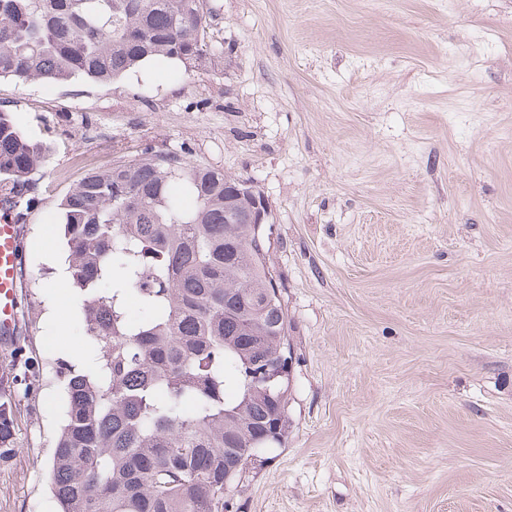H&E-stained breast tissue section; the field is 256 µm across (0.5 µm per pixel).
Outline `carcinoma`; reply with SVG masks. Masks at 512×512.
Segmentation results:
<instances>
[{
	"instance_id": "cac0c4a2",
	"label": "carcinoma",
	"mask_w": 512,
	"mask_h": 512,
	"mask_svg": "<svg viewBox=\"0 0 512 512\" xmlns=\"http://www.w3.org/2000/svg\"><path fill=\"white\" fill-rule=\"evenodd\" d=\"M208 29L190 0H0V78L111 83L159 57L200 58ZM43 157L0 112L1 205L18 207ZM239 189L177 151L147 152L87 172L61 201L94 356L66 378L60 512H224L253 450L282 445L289 377L253 375L288 360L287 313ZM131 295L146 312L135 323ZM14 420L0 390V440Z\"/></svg>"
}]
</instances>
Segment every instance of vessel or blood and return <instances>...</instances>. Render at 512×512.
Wrapping results in <instances>:
<instances>
[{"mask_svg":"<svg viewBox=\"0 0 512 512\" xmlns=\"http://www.w3.org/2000/svg\"><path fill=\"white\" fill-rule=\"evenodd\" d=\"M21 227L12 220L0 221V344L16 339L19 324Z\"/></svg>","mask_w":512,"mask_h":512,"instance_id":"b4317fda","label":"vessel or blood"}]
</instances>
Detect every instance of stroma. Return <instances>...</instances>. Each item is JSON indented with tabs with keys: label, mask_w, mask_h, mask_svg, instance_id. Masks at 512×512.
<instances>
[{
	"label": "stroma",
	"mask_w": 512,
	"mask_h": 512,
	"mask_svg": "<svg viewBox=\"0 0 512 512\" xmlns=\"http://www.w3.org/2000/svg\"><path fill=\"white\" fill-rule=\"evenodd\" d=\"M202 62L112 83L0 79L45 149L22 226L0 512H57L59 203L89 170L183 148L264 196L288 315V435L225 512H512V0H206Z\"/></svg>",
	"instance_id": "35a3bbf8"
}]
</instances>
